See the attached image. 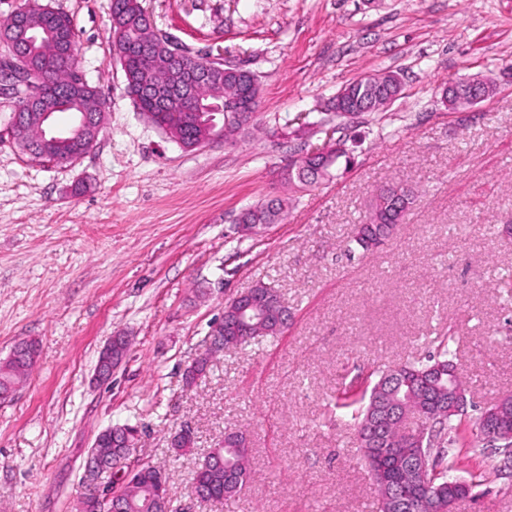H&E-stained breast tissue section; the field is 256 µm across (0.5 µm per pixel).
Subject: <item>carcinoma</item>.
Instances as JSON below:
<instances>
[{"mask_svg":"<svg viewBox=\"0 0 512 512\" xmlns=\"http://www.w3.org/2000/svg\"><path fill=\"white\" fill-rule=\"evenodd\" d=\"M114 46L125 44L132 47L124 64L126 85L130 87L151 86L161 93L176 85L183 75L180 68L190 61L193 53L186 47L178 57L167 63H152L140 52L142 43L152 40L151 23L141 0H110ZM24 22L33 29L35 36L24 37L13 45L0 43V62L39 64L52 69L50 79L44 84L42 97L62 104L61 111L78 119L81 113L93 106L96 114L91 116L97 122L96 130L102 131L104 110L107 99L97 89L86 90L75 83L74 70L78 68L76 31L70 15L40 4L38 0H27L12 15L1 30L15 29ZM392 72L375 75L367 85L356 80L345 85L340 93L350 97L352 104L365 107L370 112L378 111L375 100L388 92ZM252 86L257 96L260 86L257 76L249 70H230L215 79H208L197 85L196 93L203 104L224 102L234 95L240 85ZM28 93L19 87L16 97L9 105L11 113L17 115L25 127V133L18 147L30 157L42 162H53L71 155H84L88 143L72 136L55 139L52 133H41L35 121L28 120ZM136 107L155 125L159 124L160 109L150 98H143ZM169 134L182 145H189L200 139L204 128L198 121L185 114L170 126ZM378 222L358 224L346 242V250L352 254L366 253L376 247L377 240L388 238L397 224L403 221L386 195L378 197ZM284 203L279 200L261 203L242 212L238 217L243 231L258 230L282 219ZM258 292L268 295L272 307L263 320L265 330L236 341L233 347L245 346L259 337L279 336L283 330L277 328L284 307L279 302V292L264 283ZM451 337L439 341L435 353L428 358L409 360L400 365L378 372V379L371 387L361 390L345 389L336 396V408L353 422L362 458L371 472L380 492V512H395V494L404 492L417 500L420 512H432L436 498L434 489L448 495V476L457 462L453 445L457 431L453 424L455 416L442 413L448 402V364L453 362ZM30 366L21 365L9 359L0 365V389L16 384L27 374ZM503 417V441L498 444L501 451L512 449V405L501 410ZM242 432H232L233 441L224 449V456L236 466L238 479L231 484L224 483V463L209 457L199 465L194 474V484L209 495L217 505L238 497L251 479L249 464V442L241 438ZM416 440L423 449L427 466L426 480L430 486L421 483L419 473L401 453L400 448L410 440ZM127 448H115L112 444V428L101 431L95 439L93 455L107 462L118 457H130Z\"/></svg>","mask_w":512,"mask_h":512,"instance_id":"cac0c4a2","label":"carcinoma"}]
</instances>
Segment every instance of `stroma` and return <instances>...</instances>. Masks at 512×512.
Wrapping results in <instances>:
<instances>
[{"label":"stroma","instance_id":"35a3bbf8","mask_svg":"<svg viewBox=\"0 0 512 512\" xmlns=\"http://www.w3.org/2000/svg\"><path fill=\"white\" fill-rule=\"evenodd\" d=\"M74 20L78 59L108 100L104 130L75 165L0 143V360L38 356L0 400V512H78L97 435L145 428L136 459L163 470L174 503L225 431L250 441L252 478L220 512H378L343 388L423 358L448 336L472 424L512 392V0H142L157 31L223 56L261 83L259 133L188 151L146 121L125 90L109 0H49ZM393 71L381 111L339 117L330 100ZM466 76L495 80L458 111L441 101ZM345 141L349 160L306 187L288 160ZM417 196L378 249L346 256L381 187ZM282 198L279 223L242 235L237 217ZM264 281L292 313L287 332L216 355L197 387L183 373L227 300ZM131 339L109 383L99 352ZM194 430V449L168 440ZM457 474L483 473L455 512H512V477L493 448L465 446Z\"/></svg>","mask_w":512,"mask_h":512}]
</instances>
